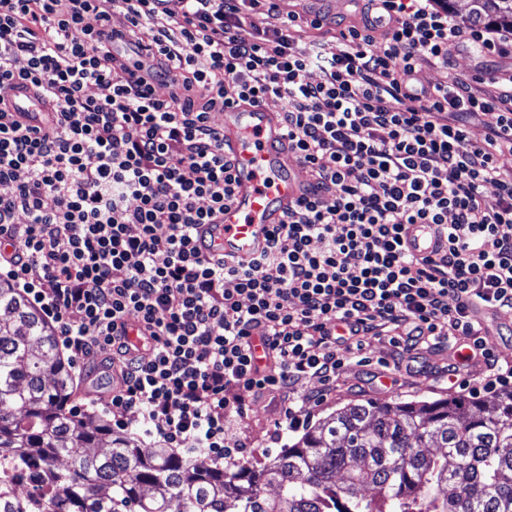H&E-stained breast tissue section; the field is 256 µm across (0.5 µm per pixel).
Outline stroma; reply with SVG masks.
<instances>
[{
	"label": "stroma",
	"mask_w": 512,
	"mask_h": 512,
	"mask_svg": "<svg viewBox=\"0 0 512 512\" xmlns=\"http://www.w3.org/2000/svg\"><path fill=\"white\" fill-rule=\"evenodd\" d=\"M336 21V26L318 29L305 25L297 29L296 34L303 40L321 43L323 50L331 54L336 50L337 26L358 25L359 8L351 4L350 0H336ZM364 353L370 360L369 366L347 367L335 386L329 390L319 391L317 382L309 379L299 383V392L315 390L319 397L299 413L298 427L285 428V404L281 398L271 395L261 400H247L245 411L238 419L235 439L247 445L253 461L262 462L275 456L284 445L298 439L303 433L304 424H316L349 404L371 401L388 405L395 402L433 401L451 394L465 396L469 393L468 383L475 379L478 372L477 366H468L452 384L440 377L402 375L397 385L385 390L368 384L367 379L371 372L377 371L378 361L389 359V345L374 341L366 345ZM75 374L79 394L73 402L78 412L105 413L111 399V377L100 369L80 363L75 366Z\"/></svg>",
	"instance_id": "obj_1"
}]
</instances>
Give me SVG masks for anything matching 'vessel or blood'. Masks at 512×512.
Segmentation results:
<instances>
[{"instance_id":"vessel-or-blood-1","label":"vessel or blood","mask_w":512,"mask_h":512,"mask_svg":"<svg viewBox=\"0 0 512 512\" xmlns=\"http://www.w3.org/2000/svg\"><path fill=\"white\" fill-rule=\"evenodd\" d=\"M224 151L234 159V196L209 223L195 227L198 245L225 260L248 263L266 250L288 209L307 196L309 185L296 172L279 114L241 103L218 116ZM434 227L410 224L403 246L418 257L433 255Z\"/></svg>"}]
</instances>
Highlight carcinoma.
<instances>
[{"instance_id":"obj_1","label":"carcinoma","mask_w":512,"mask_h":512,"mask_svg":"<svg viewBox=\"0 0 512 512\" xmlns=\"http://www.w3.org/2000/svg\"><path fill=\"white\" fill-rule=\"evenodd\" d=\"M471 2V22L512 25V0ZM72 388L53 327L0 278V458L45 475L34 512H512L511 389L488 414L472 397L348 405L232 475L202 450L112 436L71 412Z\"/></svg>"}]
</instances>
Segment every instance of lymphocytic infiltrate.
<instances>
[{
  "instance_id": "f902f5d3",
  "label": "lymphocytic infiltrate",
  "mask_w": 512,
  "mask_h": 512,
  "mask_svg": "<svg viewBox=\"0 0 512 512\" xmlns=\"http://www.w3.org/2000/svg\"><path fill=\"white\" fill-rule=\"evenodd\" d=\"M260 8L261 28L248 21ZM364 10L329 55L298 41L302 18L274 0H0V184L12 187L0 269L72 356L115 367L113 426L134 410L170 447L247 466L231 428L246 399L293 401L307 378L330 386L365 363L370 338L396 347L393 375L418 367V346L461 343L484 364L477 389L512 383L475 315L512 309V171L499 163L512 155V71L491 65L512 59V29L459 23L447 0ZM138 29L151 58H115L113 42ZM461 52L488 61L496 94L453 72L415 85L420 63ZM309 69L319 80L301 81ZM17 83L49 106L40 125L10 109ZM271 96L312 192L266 252L229 264L194 236L233 196L213 116ZM408 224L437 225L433 258L403 249ZM123 316L151 327L149 354L115 330Z\"/></svg>"
}]
</instances>
